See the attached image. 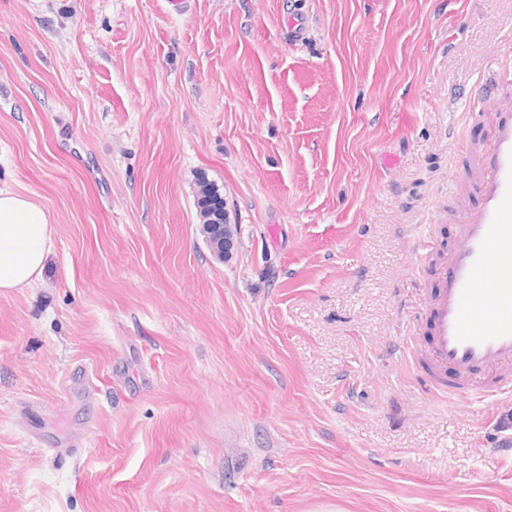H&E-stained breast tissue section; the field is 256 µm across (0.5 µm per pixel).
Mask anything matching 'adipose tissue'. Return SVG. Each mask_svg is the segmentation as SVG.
<instances>
[{
  "label": "adipose tissue",
  "mask_w": 512,
  "mask_h": 512,
  "mask_svg": "<svg viewBox=\"0 0 512 512\" xmlns=\"http://www.w3.org/2000/svg\"><path fill=\"white\" fill-rule=\"evenodd\" d=\"M52 248L50 217L33 198L0 188V289L37 282Z\"/></svg>",
  "instance_id": "obj_1"
}]
</instances>
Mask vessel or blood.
Here are the masks:
<instances>
[{"mask_svg":"<svg viewBox=\"0 0 512 512\" xmlns=\"http://www.w3.org/2000/svg\"><path fill=\"white\" fill-rule=\"evenodd\" d=\"M476 203L429 308L427 381L449 402L512 393V102L494 113L488 149L473 153Z\"/></svg>","mask_w":512,"mask_h":512,"instance_id":"obj_1","label":"vessel or blood"}]
</instances>
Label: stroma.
<instances>
[{
	"instance_id": "obj_1",
	"label": "stroma",
	"mask_w": 512,
	"mask_h": 512,
	"mask_svg": "<svg viewBox=\"0 0 512 512\" xmlns=\"http://www.w3.org/2000/svg\"><path fill=\"white\" fill-rule=\"evenodd\" d=\"M509 69L512 0H0V185L54 241L0 292V512H512V421L394 351ZM196 207L202 232L206 243L211 249L209 237L207 235V225L218 224L214 226L219 235L224 234V225L229 224L227 219V210L224 206V193L222 189L214 182L201 175L196 183Z\"/></svg>"
}]
</instances>
